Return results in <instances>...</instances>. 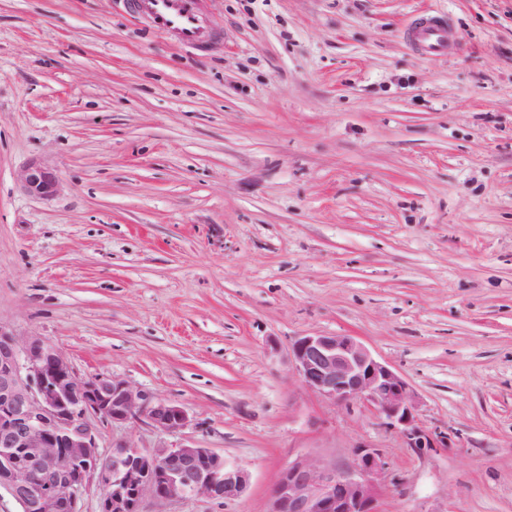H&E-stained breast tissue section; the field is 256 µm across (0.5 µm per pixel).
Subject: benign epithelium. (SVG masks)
Returning <instances> with one entry per match:
<instances>
[{
  "label": "benign epithelium",
  "instance_id": "1",
  "mask_svg": "<svg viewBox=\"0 0 512 512\" xmlns=\"http://www.w3.org/2000/svg\"><path fill=\"white\" fill-rule=\"evenodd\" d=\"M21 182L39 197L59 187L58 176L37 164L23 170ZM289 360L309 391L335 404L370 406L408 447H449L447 432L418 419L406 379L354 337L299 336ZM132 419L166 432L190 423L181 406L114 376H81L50 342L0 325V488L18 512H81L93 486L101 493L99 512H141L147 496L170 503L204 495L226 503L245 492L248 472L211 448L142 451L120 440L101 451L97 422ZM386 470L379 449L365 444L354 447L349 468L297 457L269 488L268 512H383Z\"/></svg>",
  "mask_w": 512,
  "mask_h": 512
}]
</instances>
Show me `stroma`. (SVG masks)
<instances>
[{
    "instance_id": "stroma-1",
    "label": "stroma",
    "mask_w": 512,
    "mask_h": 512,
    "mask_svg": "<svg viewBox=\"0 0 512 512\" xmlns=\"http://www.w3.org/2000/svg\"><path fill=\"white\" fill-rule=\"evenodd\" d=\"M214 43L128 0H0V325L182 406L99 445L250 475L143 512H267L296 456L387 471L384 512H512V0H196ZM447 19V56L405 31ZM37 160L61 185L21 189ZM347 334L449 447L315 395L289 346Z\"/></svg>"
}]
</instances>
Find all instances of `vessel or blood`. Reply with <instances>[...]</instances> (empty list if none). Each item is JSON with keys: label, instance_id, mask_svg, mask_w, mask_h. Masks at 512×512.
I'll return each mask as SVG.
<instances>
[{"label": "vessel or blood", "instance_id": "b4317fda", "mask_svg": "<svg viewBox=\"0 0 512 512\" xmlns=\"http://www.w3.org/2000/svg\"><path fill=\"white\" fill-rule=\"evenodd\" d=\"M130 3L159 32L176 35L187 44L199 42L205 36L191 0H130Z\"/></svg>", "mask_w": 512, "mask_h": 512}]
</instances>
